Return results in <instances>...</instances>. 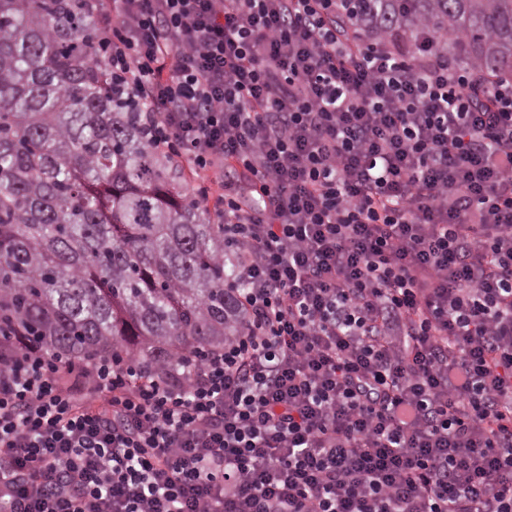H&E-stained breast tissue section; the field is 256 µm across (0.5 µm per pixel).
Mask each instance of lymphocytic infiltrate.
Listing matches in <instances>:
<instances>
[{
  "label": "lymphocytic infiltrate",
  "mask_w": 512,
  "mask_h": 512,
  "mask_svg": "<svg viewBox=\"0 0 512 512\" xmlns=\"http://www.w3.org/2000/svg\"><path fill=\"white\" fill-rule=\"evenodd\" d=\"M82 3L245 316L154 363L0 341V512H512V75L346 0Z\"/></svg>",
  "instance_id": "obj_1"
}]
</instances>
